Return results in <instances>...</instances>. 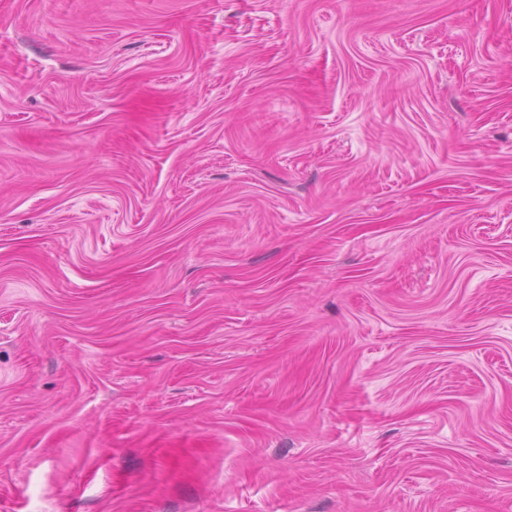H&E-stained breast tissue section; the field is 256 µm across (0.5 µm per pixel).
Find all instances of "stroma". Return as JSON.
Masks as SVG:
<instances>
[{"label":"stroma","mask_w":512,"mask_h":512,"mask_svg":"<svg viewBox=\"0 0 512 512\" xmlns=\"http://www.w3.org/2000/svg\"><path fill=\"white\" fill-rule=\"evenodd\" d=\"M0 512H512V0H0Z\"/></svg>","instance_id":"obj_1"}]
</instances>
